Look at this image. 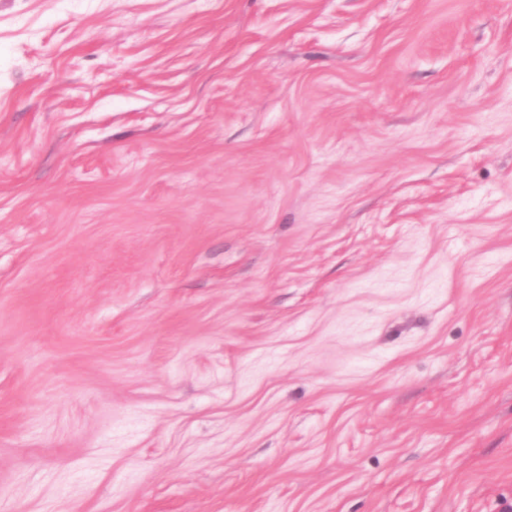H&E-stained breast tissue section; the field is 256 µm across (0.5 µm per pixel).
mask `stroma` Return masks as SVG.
Here are the masks:
<instances>
[{
  "label": "stroma",
  "mask_w": 512,
  "mask_h": 512,
  "mask_svg": "<svg viewBox=\"0 0 512 512\" xmlns=\"http://www.w3.org/2000/svg\"><path fill=\"white\" fill-rule=\"evenodd\" d=\"M0 512H512V0H0Z\"/></svg>",
  "instance_id": "obj_1"
}]
</instances>
